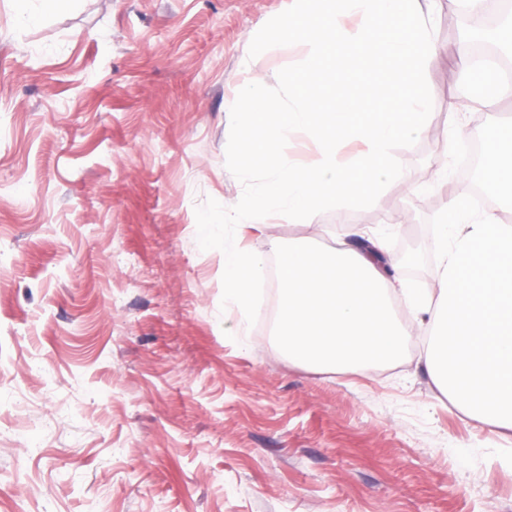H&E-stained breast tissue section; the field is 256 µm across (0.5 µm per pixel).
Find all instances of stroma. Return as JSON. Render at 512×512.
<instances>
[{"label":"stroma","mask_w":512,"mask_h":512,"mask_svg":"<svg viewBox=\"0 0 512 512\" xmlns=\"http://www.w3.org/2000/svg\"><path fill=\"white\" fill-rule=\"evenodd\" d=\"M288 0H76L20 30L0 0V512H512L507 442L451 406L416 336L357 373L288 363L271 323L237 335L195 210L233 201L235 92L293 63L256 32ZM442 0L433 110L374 206L247 232L256 254L348 226L389 233L432 287L430 203L448 162L459 41Z\"/></svg>","instance_id":"obj_1"}]
</instances>
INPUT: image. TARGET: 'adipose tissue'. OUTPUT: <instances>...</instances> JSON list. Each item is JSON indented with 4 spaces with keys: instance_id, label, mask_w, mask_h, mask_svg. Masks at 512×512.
Listing matches in <instances>:
<instances>
[{
    "instance_id": "ef3b65f1",
    "label": "adipose tissue",
    "mask_w": 512,
    "mask_h": 512,
    "mask_svg": "<svg viewBox=\"0 0 512 512\" xmlns=\"http://www.w3.org/2000/svg\"><path fill=\"white\" fill-rule=\"evenodd\" d=\"M505 51L493 95L512 94V0L467 28L454 66L475 71L476 43ZM484 191H512V120L479 132ZM433 292L413 287L389 260L383 234L348 229L320 248L307 237L280 252L277 346L289 362L323 373L399 357L412 336L429 337L423 362L449 401L491 431L512 429V224L495 207L449 202L432 225ZM411 318L397 321L393 298Z\"/></svg>"
}]
</instances>
